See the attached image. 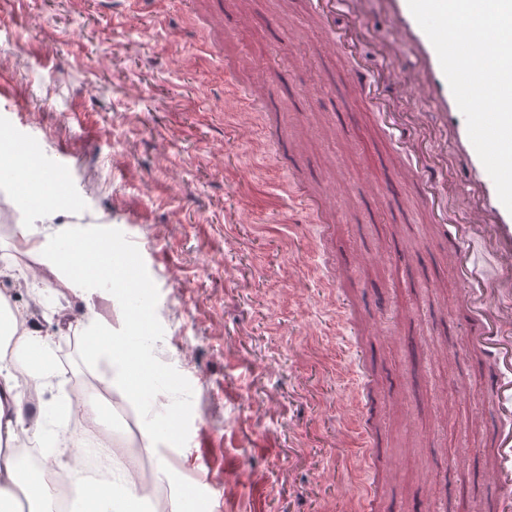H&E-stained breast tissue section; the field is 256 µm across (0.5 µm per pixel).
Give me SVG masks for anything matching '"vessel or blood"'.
Listing matches in <instances>:
<instances>
[{"label":"vessel or blood","mask_w":512,"mask_h":512,"mask_svg":"<svg viewBox=\"0 0 512 512\" xmlns=\"http://www.w3.org/2000/svg\"><path fill=\"white\" fill-rule=\"evenodd\" d=\"M380 3L394 28L387 42H377L365 0H308V15L346 61L356 97L377 113L400 172L412 181L422 212L451 253L462 305L473 322L469 346L495 379L486 449L497 490L492 510L512 512V213L469 139L436 51L407 0ZM372 41L378 61L371 66L360 48ZM421 100L430 111L418 109ZM475 239L493 254L497 277H487L468 255L465 246Z\"/></svg>","instance_id":"1"}]
</instances>
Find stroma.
Segmentation results:
<instances>
[{
  "label": "stroma",
  "instance_id": "1",
  "mask_svg": "<svg viewBox=\"0 0 512 512\" xmlns=\"http://www.w3.org/2000/svg\"><path fill=\"white\" fill-rule=\"evenodd\" d=\"M217 54L184 0H0V116L33 126L16 140L35 175L64 168L46 194L56 231L80 254L36 329L55 336L54 390H91L72 281L107 282L95 309L115 331L147 313L165 395L145 396L167 492L198 512H486V460L470 456L493 420L489 375L467 346L452 264L417 198L348 196L380 185L391 147L375 114L350 102L346 67L302 0H198ZM110 64L99 68L101 56ZM270 95L250 112L238 89ZM284 129L290 156L269 146ZM322 199L327 242L297 223L295 186ZM0 256L21 263L29 200L0 176ZM131 240L115 251L112 240ZM65 336H58V328ZM374 373L368 409L378 471L357 452L355 361Z\"/></svg>",
  "mask_w": 512,
  "mask_h": 512
}]
</instances>
